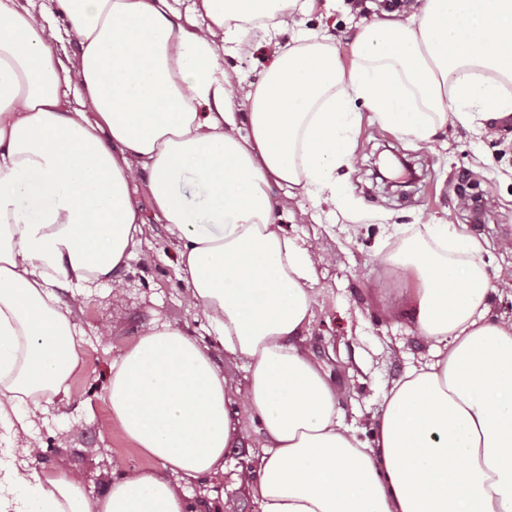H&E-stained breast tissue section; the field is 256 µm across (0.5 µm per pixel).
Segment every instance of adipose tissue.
I'll use <instances>...</instances> for the list:
<instances>
[{
	"instance_id": "obj_1",
	"label": "adipose tissue",
	"mask_w": 512,
	"mask_h": 512,
	"mask_svg": "<svg viewBox=\"0 0 512 512\" xmlns=\"http://www.w3.org/2000/svg\"><path fill=\"white\" fill-rule=\"evenodd\" d=\"M312 0H53L75 35L31 0H0V424L67 393L81 358L70 309L111 279L142 232L145 183L180 242L179 276L225 351L245 361L264 455L260 512H512V319L491 312L480 242L421 224L383 256L413 287L402 308L433 358L388 385L372 435L336 408L341 389L297 345L315 255L289 238L272 185L339 202L362 102L413 144L472 115L512 116V0H409L375 9L343 65L308 31L279 42ZM274 39L247 109L234 111L225 45ZM92 112H85L84 104ZM192 180L194 207L181 192ZM111 423L182 477L145 471L88 494L74 472L19 475L34 449L0 450V512H194L185 481L224 470L236 443L230 378L180 327L152 326L112 364Z\"/></svg>"
}]
</instances>
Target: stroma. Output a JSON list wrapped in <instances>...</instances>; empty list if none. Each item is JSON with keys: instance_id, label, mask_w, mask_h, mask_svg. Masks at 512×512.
I'll use <instances>...</instances> for the list:
<instances>
[{"instance_id": "1", "label": "stroma", "mask_w": 512, "mask_h": 512, "mask_svg": "<svg viewBox=\"0 0 512 512\" xmlns=\"http://www.w3.org/2000/svg\"><path fill=\"white\" fill-rule=\"evenodd\" d=\"M369 16L366 10L348 12L343 0H315L304 26L331 36L346 62L361 22ZM267 57L268 47L258 36L242 50L225 48L224 68L239 82L236 111H246L245 96L262 77ZM383 147L422 166L424 176L411 194L391 195L374 185L370 165ZM338 176L341 197L362 212L359 223L350 222L343 207L317 201L303 190L276 186L272 193L288 236L325 257L314 273V315L305 346L342 383L337 409L344 422L366 434L382 411L384 385L429 359V347L415 324L382 312L383 300H397L401 288L384 269L382 245L411 234L417 225L446 222L482 243L491 283L512 273V118L484 127L475 120L459 123L421 147L383 129L367 111L356 136L355 159ZM462 189L479 197L480 214L460 206ZM134 198L144 222L136 254L88 295H78L65 284L56 290L60 305L74 310L80 346V368L68 393L30 413L28 433L0 425V448L36 447L33 464L19 466L20 474L64 467L79 473L93 495L105 490L120 467L171 478V471L111 430L106 397L113 361L143 330L169 323L206 345L237 389L232 409L239 420V442L225 458L223 476L191 483V498L205 512L217 491L224 495L222 512H259L251 486L241 479L243 472L257 467L263 454L259 422L244 400L246 367L224 351L191 303L176 268L178 242L158 219L144 186H136Z\"/></svg>"}]
</instances>
